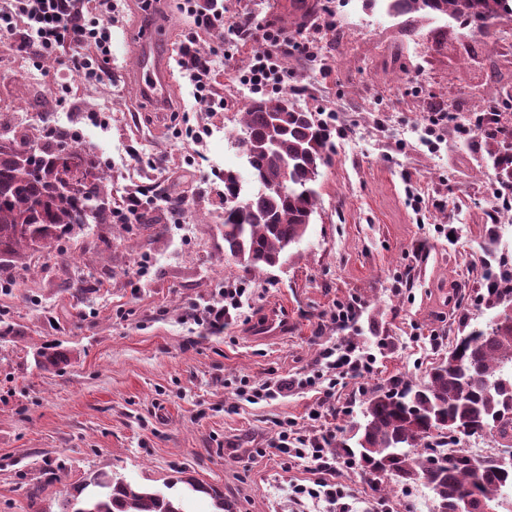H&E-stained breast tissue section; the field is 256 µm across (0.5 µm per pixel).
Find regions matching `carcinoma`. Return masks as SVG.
<instances>
[{
  "mask_svg": "<svg viewBox=\"0 0 512 512\" xmlns=\"http://www.w3.org/2000/svg\"><path fill=\"white\" fill-rule=\"evenodd\" d=\"M392 18L403 17L416 29L435 22L441 38L464 23L481 36L503 22H512V0H370ZM284 115L276 144L260 142L269 119ZM240 133L254 138L251 145L235 137L246 156L256 187L242 188L239 176L224 171V252L243 258L248 272L273 267L282 254L307 234L316 212V182L320 169L332 162V129L316 113L295 107L292 93L251 98L243 106ZM512 126L485 133L487 154L497 184L512 189ZM81 159V176L60 188L55 167L63 147L46 129H25L0 137V254L17 253L38 241L71 231L73 224H110L109 175L78 143L68 145ZM288 178V194L271 189ZM486 327H474L456 338L448 357L427 371L419 382L396 383L370 392L362 411L364 424L352 427L341 443L343 451L365 472L389 458L398 470V487L418 482L433 498L452 503L462 493L473 496L476 512L489 505L512 512V470L504 471L494 457L483 461L460 451L447 456L441 449L452 436L451 424L465 422L504 442L512 441V321L501 318L500 302H512V275L485 277L481 284ZM371 448L365 461L357 449ZM192 490L208 495L213 512L225 509L224 493L185 480ZM65 512H187L182 499L160 490H146L108 473H98L76 487Z\"/></svg>",
  "mask_w": 512,
  "mask_h": 512,
  "instance_id": "1",
  "label": "carcinoma"
}]
</instances>
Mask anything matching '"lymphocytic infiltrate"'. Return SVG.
<instances>
[{
    "instance_id": "f902f5d3",
    "label": "lymphocytic infiltrate",
    "mask_w": 512,
    "mask_h": 512,
    "mask_svg": "<svg viewBox=\"0 0 512 512\" xmlns=\"http://www.w3.org/2000/svg\"><path fill=\"white\" fill-rule=\"evenodd\" d=\"M222 3L223 0H207L202 5L198 0H184L183 8L195 25H222L231 35L244 32L262 44V52L255 55L248 73L240 78L241 83L249 85L255 92H262L284 80L280 56L288 49L309 57L314 55V39L292 38L286 31L271 29L249 17L225 22ZM111 12L112 0H0V35L12 33L17 25H24L27 38L16 47L17 52L24 54L51 55L64 46L80 49V62L86 77L96 80L101 78L104 66L112 56V26L99 23L97 17ZM176 54L194 89L195 99L207 111H223L224 99L215 92L218 71L212 54L200 52L190 40L180 44ZM248 295L246 283L225 285L215 290L211 303L190 307L186 318L201 327L220 328L233 315L239 314ZM320 361L323 369L318 376L326 382L322 401L328 405L341 380L371 371L373 356L359 352L357 346L349 343L325 347ZM330 442L331 437L327 434L307 436L291 430L280 431L279 452L291 459L314 461L320 471L319 478L293 485L292 496L296 501L322 498L335 506L346 498L345 488L334 479L336 458L328 453Z\"/></svg>"
}]
</instances>
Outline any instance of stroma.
I'll use <instances>...</instances> for the list:
<instances>
[{
    "label": "stroma",
    "mask_w": 512,
    "mask_h": 512,
    "mask_svg": "<svg viewBox=\"0 0 512 512\" xmlns=\"http://www.w3.org/2000/svg\"><path fill=\"white\" fill-rule=\"evenodd\" d=\"M112 37L122 53L88 80L72 50L54 63L20 57L24 29L0 40V105L20 126L57 112L61 126L91 156L111 143L120 161L109 186L112 205L140 191V212L154 221L88 224L49 249L0 255V512H62L75 487L93 474L118 473L162 487L190 478L224 492L231 512H333L325 501L295 504L294 483L312 463L279 456L282 422L299 432H341L362 418L369 389L414 381L442 358L461 322L484 326L478 301L485 254L482 228L499 225L496 255L512 262V211L500 212L493 172L482 169V135L462 132L473 114L494 106L496 84L512 85V26L486 38L460 30L436 47L428 31L408 37L401 20L367 0H224L226 14L252 17L289 35L315 37L321 54L283 56L285 88L297 107L332 117L335 156L319 179L317 210L304 240L283 265L245 272L224 254L223 210L228 169L246 173L236 149L243 104L240 84L260 46L239 40L232 59L218 60L219 113L193 97L173 67L169 97L157 112L135 91L136 46L149 0H112ZM181 0H161L158 21L170 45L196 31L208 47L224 31L195 28ZM334 28H326V19ZM414 80L395 83L394 49ZM453 114L436 148L423 145L430 103ZM208 129L203 146L186 143L184 123ZM165 155L164 170L150 166ZM135 179H128V170ZM418 193L425 209L410 199ZM184 198L171 211L167 197ZM97 282L94 293L68 288L76 275ZM246 281L240 315L220 332L187 321L191 303L210 301L223 284ZM275 301L287 302L294 328L281 340L257 342L247 327ZM361 308L357 325L331 319L336 306ZM354 343L375 356L372 372L336 388L337 415L319 411L317 389L296 387L252 404L239 398L240 379L301 380L319 370L322 348ZM52 348L58 366L38 364ZM336 480L348 492L346 512H431L423 484L383 497L361 469L339 459Z\"/></svg>",
    "instance_id": "1"
}]
</instances>
